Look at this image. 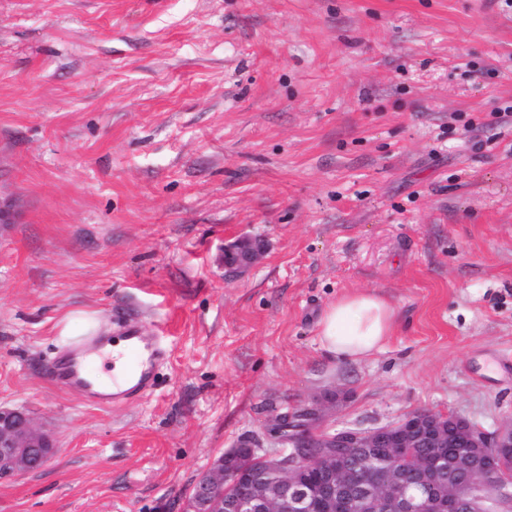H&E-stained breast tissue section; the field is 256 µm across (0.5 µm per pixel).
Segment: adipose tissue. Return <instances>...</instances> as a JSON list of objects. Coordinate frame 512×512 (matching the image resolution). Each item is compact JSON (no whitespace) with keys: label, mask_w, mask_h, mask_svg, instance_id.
I'll use <instances>...</instances> for the list:
<instances>
[{"label":"adipose tissue","mask_w":512,"mask_h":512,"mask_svg":"<svg viewBox=\"0 0 512 512\" xmlns=\"http://www.w3.org/2000/svg\"><path fill=\"white\" fill-rule=\"evenodd\" d=\"M395 325L390 305L372 292L342 296L319 320V341L333 357L359 359L380 349Z\"/></svg>","instance_id":"adipose-tissue-1"}]
</instances>
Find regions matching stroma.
Instances as JSON below:
<instances>
[{
	"mask_svg": "<svg viewBox=\"0 0 512 512\" xmlns=\"http://www.w3.org/2000/svg\"><path fill=\"white\" fill-rule=\"evenodd\" d=\"M511 107L512 0H0V404L57 441L0 512H182L328 392L333 429L511 424ZM363 291L392 335L329 356L321 316ZM123 323L162 339L152 392L51 382ZM261 254L258 243L251 238L242 237L225 251L224 264L229 272L243 275L254 266Z\"/></svg>",
	"mask_w": 512,
	"mask_h": 512,
	"instance_id": "stroma-1",
	"label": "stroma"
}]
</instances>
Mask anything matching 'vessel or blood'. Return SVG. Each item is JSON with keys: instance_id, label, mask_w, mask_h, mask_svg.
Here are the masks:
<instances>
[{"instance_id": "1", "label": "vessel or blood", "mask_w": 512, "mask_h": 512, "mask_svg": "<svg viewBox=\"0 0 512 512\" xmlns=\"http://www.w3.org/2000/svg\"><path fill=\"white\" fill-rule=\"evenodd\" d=\"M125 339L127 341L126 357L134 372V381L127 386L116 388L110 392L93 390L92 380L95 376V365L93 362L85 360L84 355L104 344V335L97 331L89 333L73 344L65 356L52 364L50 375L71 391L86 394L88 398L101 406L121 403L136 397L152 388L150 367L152 362L160 359L163 349L157 337L142 336L140 331L135 328L126 329Z\"/></svg>"}]
</instances>
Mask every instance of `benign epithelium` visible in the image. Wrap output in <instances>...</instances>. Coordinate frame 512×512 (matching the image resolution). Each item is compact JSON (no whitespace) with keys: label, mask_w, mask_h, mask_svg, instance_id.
<instances>
[{"label":"benign epithelium","mask_w":512,"mask_h":512,"mask_svg":"<svg viewBox=\"0 0 512 512\" xmlns=\"http://www.w3.org/2000/svg\"><path fill=\"white\" fill-rule=\"evenodd\" d=\"M261 256L258 243L237 239L225 251L229 272L245 274ZM271 424L277 447L263 450L260 461L270 478L258 483L240 467L256 449L241 444L227 452L197 480L184 512H483L478 504L477 476L492 477L489 497L512 491V471L500 458L512 453V424L487 433L465 418L427 410L371 430L343 428L324 432L322 447L307 445L313 426L276 415ZM433 449L413 457L416 440ZM454 441L461 451L454 467L467 479L443 488L436 479L439 455ZM53 435L19 406L0 405V480L42 468L54 455ZM382 448L389 466L380 472L351 476L350 451ZM238 488L227 500L222 491Z\"/></svg>","instance_id":"1"}]
</instances>
